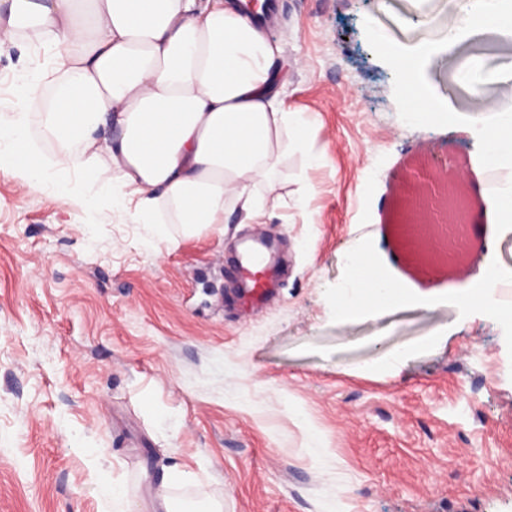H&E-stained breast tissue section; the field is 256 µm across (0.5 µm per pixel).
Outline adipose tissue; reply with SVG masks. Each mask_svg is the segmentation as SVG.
Masks as SVG:
<instances>
[{
	"label": "adipose tissue",
	"instance_id": "1",
	"mask_svg": "<svg viewBox=\"0 0 512 512\" xmlns=\"http://www.w3.org/2000/svg\"><path fill=\"white\" fill-rule=\"evenodd\" d=\"M0 16V43L19 26L62 46L54 105L41 134L55 145L45 156L32 144L27 116L0 114L7 169L46 192L55 175L74 172L89 196L118 208L135 202L145 215L198 232L217 224H261L280 190L278 168L289 151L307 147L312 117L291 109L280 47L239 0H12ZM441 41L416 51L389 43L403 72L405 115L440 123L423 78L434 61L457 57L468 40L512 38V0H451ZM477 141L479 165L503 176L484 199L486 213L512 232V107H490L460 120ZM353 277L336 295L346 315L414 301L432 305L436 291L409 296L380 273L369 249L350 253ZM512 270L487 263L477 279L449 285L460 317L476 309L512 321L496 297Z\"/></svg>",
	"mask_w": 512,
	"mask_h": 512
}]
</instances>
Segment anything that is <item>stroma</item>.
I'll use <instances>...</instances> for the list:
<instances>
[{
  "label": "stroma",
  "mask_w": 512,
  "mask_h": 512,
  "mask_svg": "<svg viewBox=\"0 0 512 512\" xmlns=\"http://www.w3.org/2000/svg\"><path fill=\"white\" fill-rule=\"evenodd\" d=\"M448 0H279L268 36L288 63L285 98L315 119L311 151L281 168L283 203L264 224L199 234L136 208L58 204L0 171V512H150L158 495L202 512H512V323L447 300L338 315L346 256L416 294L512 267V234L467 225L460 271L422 266L393 219L421 165L461 170L482 209L487 171L456 123L407 124L394 62L375 33L430 43L399 16ZM60 47L36 34L0 43V113L38 133ZM463 55L512 65V40ZM432 68L436 103L465 115L512 106V82L460 85ZM312 185L307 216L282 215ZM278 248L263 307L227 275L243 237ZM410 348L397 374L388 352Z\"/></svg>",
  "instance_id": "stroma-1"
}]
</instances>
